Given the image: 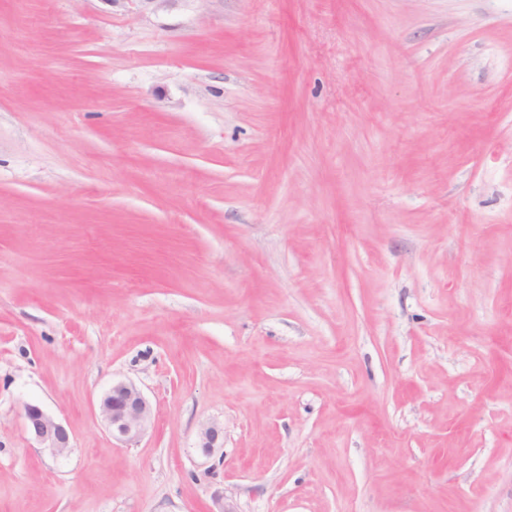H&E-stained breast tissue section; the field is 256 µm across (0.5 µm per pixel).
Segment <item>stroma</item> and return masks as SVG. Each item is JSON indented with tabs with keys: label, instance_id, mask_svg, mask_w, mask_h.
<instances>
[{
	"label": "stroma",
	"instance_id": "35a3bbf8",
	"mask_svg": "<svg viewBox=\"0 0 512 512\" xmlns=\"http://www.w3.org/2000/svg\"><path fill=\"white\" fill-rule=\"evenodd\" d=\"M0 512H512V0H0ZM99 410L112 438L124 443L140 438L153 418L151 405L140 389L123 380L112 383L100 400ZM22 416L26 431L39 443L41 448L55 456H63L71 448L68 429L60 421L45 413L39 406L26 404ZM198 447L206 457L214 456L219 452L223 455L224 426L217 422L203 425L198 433Z\"/></svg>",
	"mask_w": 512,
	"mask_h": 512
}]
</instances>
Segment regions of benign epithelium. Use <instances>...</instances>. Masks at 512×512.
Listing matches in <instances>:
<instances>
[{
	"label": "benign epithelium",
	"instance_id": "benign-epithelium-1",
	"mask_svg": "<svg viewBox=\"0 0 512 512\" xmlns=\"http://www.w3.org/2000/svg\"><path fill=\"white\" fill-rule=\"evenodd\" d=\"M100 414L112 438L129 443L140 438L152 423L153 411L140 389L133 383L119 380L105 392L99 403ZM26 431L39 445L55 456H62L71 448L68 429L45 413L39 406L27 404L23 408ZM224 447V426L211 422L198 433V448L211 457Z\"/></svg>",
	"mask_w": 512,
	"mask_h": 512
}]
</instances>
